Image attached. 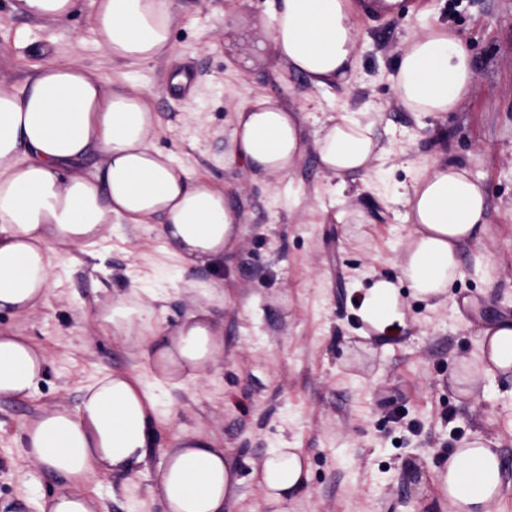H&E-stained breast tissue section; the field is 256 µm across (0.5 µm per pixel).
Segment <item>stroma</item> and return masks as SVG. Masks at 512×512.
Masks as SVG:
<instances>
[{"label": "stroma", "instance_id": "35a3bbf8", "mask_svg": "<svg viewBox=\"0 0 512 512\" xmlns=\"http://www.w3.org/2000/svg\"><path fill=\"white\" fill-rule=\"evenodd\" d=\"M405 2L392 13L357 14L350 83L321 89L265 63L242 70L238 57L248 45L225 46V23L269 20L270 0H173L170 53L126 76L91 36V0H77L74 15L58 23L0 0V90L17 89L36 66L75 57L126 91L150 92L160 126L155 146L223 187L243 223L220 271L230 295L223 354L207 378L167 387L160 448L136 478V499L121 480H99L89 489L98 512H167L150 491L161 451L197 428L237 459L301 449L312 480L297 512H448L429 469L479 435L500 451L501 509L512 512V375L479 377L466 397L450 385L457 367L476 361L483 324L512 317V0ZM429 19L468 45L475 72L456 110L439 115L406 111L390 81L406 39ZM185 68L195 93L173 96L171 74ZM263 94L299 108L311 142L343 111L370 123L383 151L379 174L348 175L342 195L330 198L338 179L311 145L288 176L255 179L233 156L230 133L239 105ZM445 160L483 183L486 229L463 247L462 274L440 305L404 295V328L366 336L353 290L377 275L396 276L412 229L406 193L425 168ZM164 247L154 230L106 236L96 257L54 272L45 305L0 313L1 331L29 337L49 361L29 398L0 401L1 501L34 512L24 499L57 487L19 448L21 420L74 406L82 388L115 370L152 382L131 344L104 335L93 313L115 290L152 280Z\"/></svg>", "mask_w": 512, "mask_h": 512}]
</instances>
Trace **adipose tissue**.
Here are the masks:
<instances>
[{"label":"adipose tissue","instance_id":"ef3b65f1","mask_svg":"<svg viewBox=\"0 0 512 512\" xmlns=\"http://www.w3.org/2000/svg\"><path fill=\"white\" fill-rule=\"evenodd\" d=\"M92 32L114 61L140 68L171 48L172 0H91ZM353 0H272L271 23L259 32L224 28V43L250 40L241 56L251 68L272 49L285 69L317 88L347 85L358 59ZM405 109L455 111L473 80L466 44L440 22L406 41L390 76ZM158 119L147 92L111 88L108 77L78 60L36 67L18 91H0V312L24 314L48 300L53 272L75 252L92 254L106 233L157 225L166 256L183 265H223L242 230L224 203V189L192 177L153 138ZM233 155L254 176L289 175L308 143L298 110L275 95L240 106L231 133ZM325 171L341 177L370 170L381 151L371 124L342 113L316 142ZM413 233L398 279L375 277L356 289V316L391 336L404 324L402 288L439 305L461 274L460 250L488 222L486 192L463 166L445 162L423 172L407 198ZM196 310L175 328L162 326L170 294L130 284L97 307L107 334L135 337L154 375L112 372L87 386L71 408L23 420L17 440L25 454L54 475L58 486L38 512H95L88 488L104 476L137 477L157 446L160 390L207 377L224 349L216 314L228 299L224 281L184 284ZM47 367L43 350L17 334H0V399L32 395ZM512 373V319L485 323L475 366L452 374L466 396L477 374ZM151 489L168 512H224L240 483L239 460L210 434L183 432L165 449ZM503 460L473 437L435 466L438 495L455 512H501ZM253 477L270 512H295L310 492V465L301 449L272 448Z\"/></svg>","mask_w":512,"mask_h":512}]
</instances>
